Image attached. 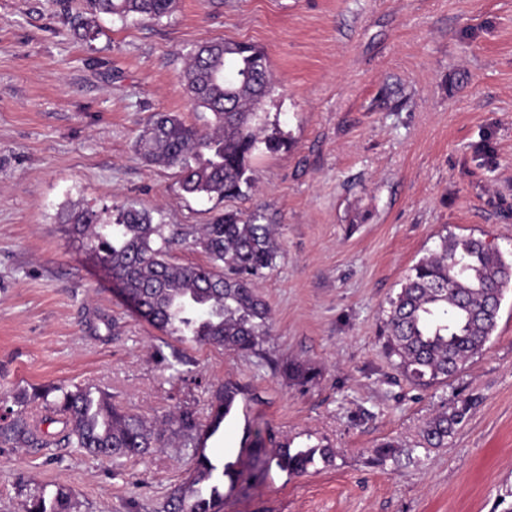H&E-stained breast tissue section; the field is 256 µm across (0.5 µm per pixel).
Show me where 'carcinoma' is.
<instances>
[{
    "label": "carcinoma",
    "instance_id": "cac0c4a2",
    "mask_svg": "<svg viewBox=\"0 0 512 512\" xmlns=\"http://www.w3.org/2000/svg\"><path fill=\"white\" fill-rule=\"evenodd\" d=\"M177 0H84V15L74 21V36L84 43L98 35L102 15L159 20L173 13ZM194 109L213 119L186 123L163 113L146 125L137 147L148 162L174 171L187 195L210 200L240 198L255 185L256 154L281 148L278 133H266L260 104L275 89L264 52L230 41L208 42L188 57L179 74ZM258 210H226L199 228L153 223L149 211L127 207L106 227L99 215L73 207L63 223L78 251L94 259L121 282L125 299L167 336L197 347H220L264 359L271 334L269 306L256 279L272 269L282 247L274 225L261 223ZM176 246L204 254L203 263L171 260ZM512 283V259L473 236L442 235L436 250L406 274L400 292L389 301L384 321L386 347L414 384L428 387L462 371L489 342L505 289ZM288 382L304 386L314 370L300 362L279 367ZM239 386L224 384L215 398L222 414L236 407ZM470 404L433 417L422 431L429 445H442L463 423ZM206 419L188 407L166 418L167 429L112 404V396L89 385L47 386L14 398L0 414V444L11 448H80L102 459H136L164 443L165 433L192 449L190 478L176 485L158 512H222L224 489L254 482L275 466L301 476L332 462L333 452L306 443H281L268 452L259 442L241 449L236 461L218 466L200 445ZM61 428L53 433L46 423ZM19 512H79L73 493L41 489L21 501Z\"/></svg>",
    "mask_w": 512,
    "mask_h": 512
}]
</instances>
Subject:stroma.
I'll use <instances>...</instances> for the list:
<instances>
[{"label":"stroma","instance_id":"obj_1","mask_svg":"<svg viewBox=\"0 0 512 512\" xmlns=\"http://www.w3.org/2000/svg\"><path fill=\"white\" fill-rule=\"evenodd\" d=\"M82 0H0V399L92 383L153 423L206 414L224 382L243 390L217 460L256 440H305L335 457L304 476L270 469L224 512H512V287L481 353L415 387L383 321L410 267L440 235L512 253V0H179L157 22L104 15L92 44ZM224 39L262 49L276 79L262 109L284 144L255 161L246 199L182 195L135 143L160 112L199 123L179 81L190 51ZM112 223L128 205L154 223L260 209L282 254L258 281L269 359L318 376L293 386L266 361L183 344L151 326L80 254L70 204ZM470 401L439 448L421 430ZM394 445V458L375 451ZM192 470L170 438L115 463L76 448H1L0 512L36 488L71 489L80 512H156Z\"/></svg>","mask_w":512,"mask_h":512}]
</instances>
